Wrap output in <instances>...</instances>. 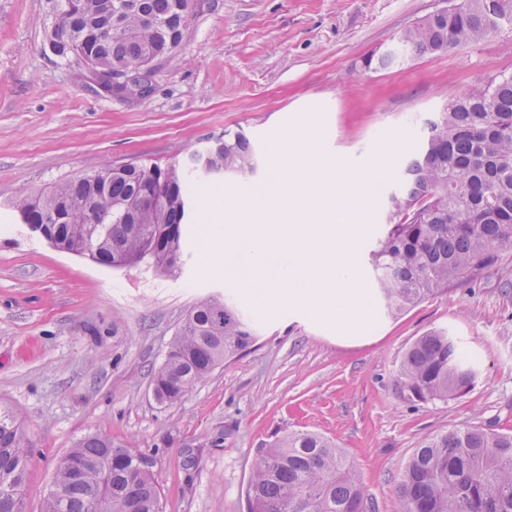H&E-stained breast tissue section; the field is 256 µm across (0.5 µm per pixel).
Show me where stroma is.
I'll list each match as a JSON object with an SVG mask.
<instances>
[{
	"instance_id": "35a3bbf8",
	"label": "stroma",
	"mask_w": 512,
	"mask_h": 512,
	"mask_svg": "<svg viewBox=\"0 0 512 512\" xmlns=\"http://www.w3.org/2000/svg\"><path fill=\"white\" fill-rule=\"evenodd\" d=\"M447 3L191 0L181 45L154 67L151 93L130 102L97 92L79 60L50 52L47 0H0V406L33 440L26 512H41L57 461L90 433L153 459L161 512H249L258 450L305 430L343 448L376 512H405L398 483L422 437L512 425V253L401 315L371 309L366 339L346 342L312 309L263 302L244 272L210 273L202 250L213 219L205 197L262 190L284 134L304 127L328 158L381 172L354 204L366 224L355 261L373 291L369 254L427 121L485 74L512 72L508 30L364 71V57ZM228 129L251 139L259 168L196 185L174 275L60 252L10 205L108 161L184 159ZM212 296L232 299L258 339L161 405L152 373L187 313ZM435 327L476 356L479 375L459 398L413 403L395 375Z\"/></svg>"
}]
</instances>
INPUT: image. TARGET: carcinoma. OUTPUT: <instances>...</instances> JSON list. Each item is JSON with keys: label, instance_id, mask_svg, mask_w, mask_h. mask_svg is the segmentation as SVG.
<instances>
[{"label": "carcinoma", "instance_id": "cac0c4a2", "mask_svg": "<svg viewBox=\"0 0 512 512\" xmlns=\"http://www.w3.org/2000/svg\"><path fill=\"white\" fill-rule=\"evenodd\" d=\"M53 54L77 55L103 71L138 70L182 42L187 0H50ZM512 27V0H451L448 15H429L396 45L364 59L389 67L477 43ZM259 157L241 131H224L189 162L151 159L118 170L103 164L14 203L24 223L62 250L89 240L101 265L135 259L162 274L177 270L183 229L192 219L196 179L256 173ZM512 251V72L489 75L427 123L423 144L389 195L384 234L371 251L374 299L388 315L404 312L494 264ZM254 326L226 299L200 301L186 316L152 391L180 401L225 359L250 347ZM448 330L418 337L403 354L397 391L409 401L446 402L478 377ZM32 440L17 415L0 409V512H25ZM136 448L101 434L80 438L57 463L42 512H160L153 468ZM406 512H512V433L465 426L427 435L399 482ZM251 512H375L342 451L311 431L292 432L259 451L248 488Z\"/></svg>", "mask_w": 512, "mask_h": 512}]
</instances>
